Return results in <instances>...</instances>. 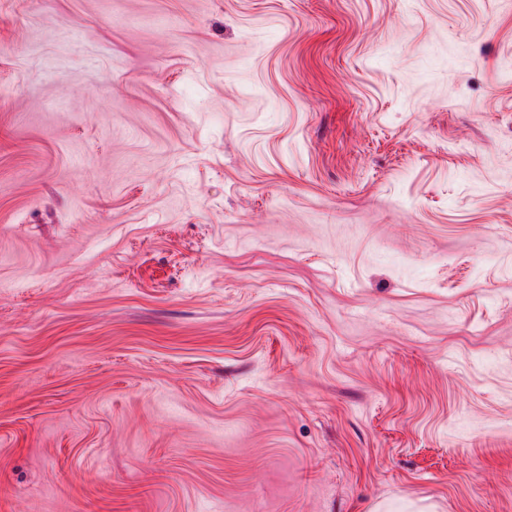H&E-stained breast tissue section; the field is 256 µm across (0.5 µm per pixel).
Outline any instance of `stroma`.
<instances>
[{
    "instance_id": "stroma-1",
    "label": "stroma",
    "mask_w": 512,
    "mask_h": 512,
    "mask_svg": "<svg viewBox=\"0 0 512 512\" xmlns=\"http://www.w3.org/2000/svg\"><path fill=\"white\" fill-rule=\"evenodd\" d=\"M0 512H512V0H0Z\"/></svg>"
}]
</instances>
